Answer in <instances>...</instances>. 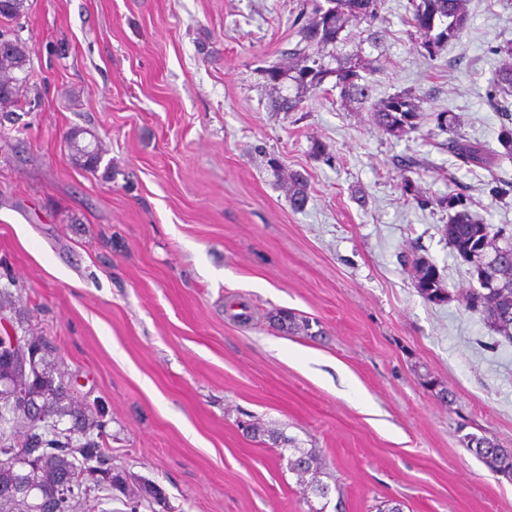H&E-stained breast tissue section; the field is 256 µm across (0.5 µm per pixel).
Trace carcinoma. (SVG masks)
Masks as SVG:
<instances>
[{"label":"carcinoma","mask_w":512,"mask_h":512,"mask_svg":"<svg viewBox=\"0 0 512 512\" xmlns=\"http://www.w3.org/2000/svg\"><path fill=\"white\" fill-rule=\"evenodd\" d=\"M328 7L317 5L299 30L300 43L292 55L297 63L288 69L270 66L264 78L276 85L290 80L295 94L277 99L278 112H296L306 94L319 89L327 80L340 90L345 104L369 105L371 122L386 134L403 136L418 128L424 118L420 99L411 92H399L378 102H371V86L362 72L370 62L357 53L321 54L314 48L332 47L344 42L341 33L352 22L372 21L384 0H326ZM413 36L422 54L430 59L442 48L459 39L469 24L466 0H410ZM33 49L16 33L0 30V112L12 113L21 101L37 93L27 84L26 72ZM497 52L506 56L493 78L489 103L499 112L509 111L512 98V42ZM336 61V66L326 58ZM439 129L448 134V151L466 166L486 168L493 159L512 160V126H504L498 135L500 149L460 137L453 122L444 112L436 116ZM81 129L70 132L68 142L73 163L81 168H94L100 163L99 147L81 144ZM288 195L294 207L307 199V188L299 177L289 181ZM448 208V224L444 235L451 248L471 264V276L485 285L481 291L464 296L466 306L478 312L499 335L512 340V234L501 228L493 230L470 211L465 195L448 192L437 199ZM414 286L429 301L448 299V291L436 265L424 257L412 261L410 268ZM32 367L27 377H19L9 361L0 360V382L14 389L0 390V448H17L29 457L23 470L0 463V491L18 479L37 488L36 498L0 497V512H77L91 492L104 486L119 492L130 512H138L144 502L161 505L164 493L152 482H133L123 470L112 467L106 459L101 441L107 436L105 411L89 415V408L74 402L67 393L61 375L51 360L52 349L41 337L31 350ZM24 427L22 438L15 439L16 429ZM466 447L496 473H512V449L501 448L486 436H470ZM288 470L295 473L304 489L315 496L328 498L329 486L318 479L319 459L311 451L292 448ZM68 487V493L55 495V490Z\"/></svg>","instance_id":"cac0c4a2"}]
</instances>
